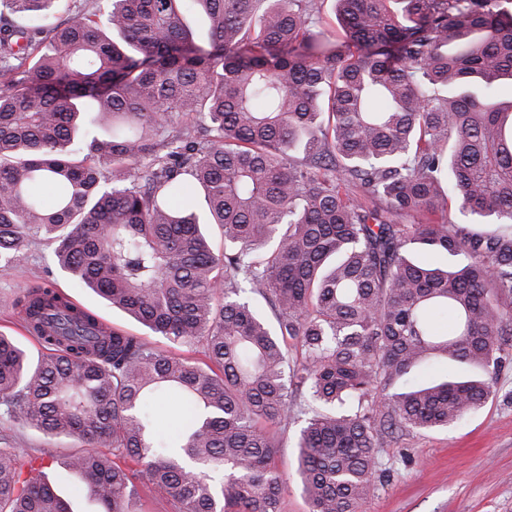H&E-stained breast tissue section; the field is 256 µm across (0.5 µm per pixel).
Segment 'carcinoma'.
<instances>
[{"instance_id": "1", "label": "carcinoma", "mask_w": 512, "mask_h": 512, "mask_svg": "<svg viewBox=\"0 0 512 512\" xmlns=\"http://www.w3.org/2000/svg\"><path fill=\"white\" fill-rule=\"evenodd\" d=\"M57 2L0 0V268L44 233L80 287L204 361L37 284L17 305L45 353L0 334L3 415L82 444L61 465L98 512H131L140 483L182 512H280L279 436L306 406L309 512H361L383 436L492 395L408 375H494L512 347V100L494 94L512 10L333 0L331 39L321 0H104L64 19ZM198 6L204 42L184 22ZM36 459L0 436V512H69ZM473 372L464 365H453L436 363L432 366L420 369L410 375V383L413 385L424 384L432 380H443L448 375L452 376H469Z\"/></svg>"}]
</instances>
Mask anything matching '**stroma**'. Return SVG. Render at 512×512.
I'll list each match as a JSON object with an SVG mask.
<instances>
[{
	"instance_id": "1",
	"label": "stroma",
	"mask_w": 512,
	"mask_h": 512,
	"mask_svg": "<svg viewBox=\"0 0 512 512\" xmlns=\"http://www.w3.org/2000/svg\"><path fill=\"white\" fill-rule=\"evenodd\" d=\"M44 281L55 283L112 327L179 353V346L113 309L90 289L76 287L59 267L53 244L36 237L29 241L21 269H0V332L14 336L30 359H37L41 347L20 328L14 300L22 288ZM299 429V423H292L280 437L277 464L289 476L282 512H309L294 475ZM49 478L70 512H94L96 505L81 477L55 465ZM362 512H512V357L495 376L487 402L457 424L385 439L376 487Z\"/></svg>"
}]
</instances>
